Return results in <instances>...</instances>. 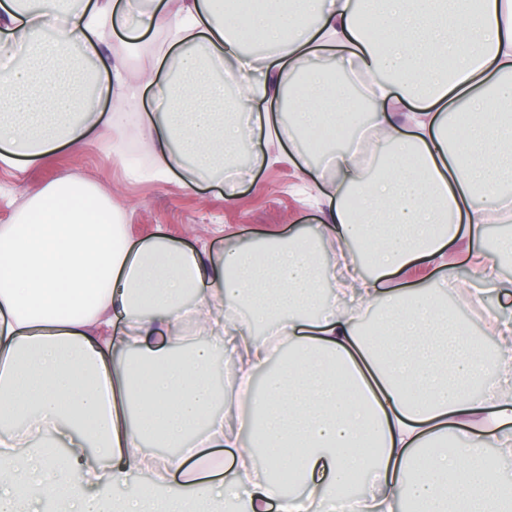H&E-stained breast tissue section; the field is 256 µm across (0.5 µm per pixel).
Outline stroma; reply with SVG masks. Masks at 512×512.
Returning <instances> with one entry per match:
<instances>
[{
	"mask_svg": "<svg viewBox=\"0 0 512 512\" xmlns=\"http://www.w3.org/2000/svg\"><path fill=\"white\" fill-rule=\"evenodd\" d=\"M110 142L107 136L90 137L82 148L64 150L48 164L21 175L0 168V225L11 223L28 189L69 175L105 190L135 238L147 237L160 226L191 249L204 245L219 253L265 233L285 234L319 221L303 173L287 160L255 170L253 179L237 186L229 198L220 183H203L192 191L176 181L134 179L109 159Z\"/></svg>",
	"mask_w": 512,
	"mask_h": 512,
	"instance_id": "obj_1",
	"label": "stroma"
}]
</instances>
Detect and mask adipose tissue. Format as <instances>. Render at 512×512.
<instances>
[{"label": "adipose tissue", "mask_w": 512, "mask_h": 512, "mask_svg": "<svg viewBox=\"0 0 512 512\" xmlns=\"http://www.w3.org/2000/svg\"><path fill=\"white\" fill-rule=\"evenodd\" d=\"M244 30L266 52L246 54ZM118 33L170 66L137 79L155 91L159 179L223 182L240 152L272 164L260 143L305 161L302 132L358 126L339 71L368 81L370 139L329 149L320 224L217 256L161 228L135 239L77 176L27 194L0 225V512H311L353 469L367 512H512L495 462L512 456V319L485 313L490 356L447 304L462 278L512 297V236L484 245L486 224L512 221V0H257L243 16L224 0H0V163L123 130L140 99L101 55ZM83 57L109 117L78 96ZM463 238L460 268L445 248ZM148 440L175 449L163 472ZM214 448L235 450L231 478ZM284 468L298 493L272 481Z\"/></svg>", "instance_id": "ef3b65f1"}]
</instances>
